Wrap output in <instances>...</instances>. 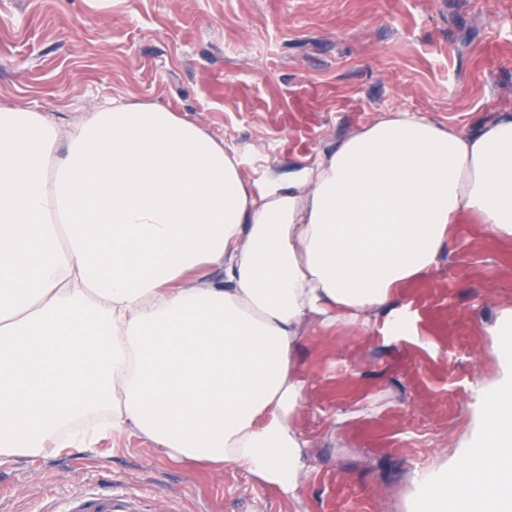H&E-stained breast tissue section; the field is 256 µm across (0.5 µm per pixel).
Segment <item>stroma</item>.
I'll use <instances>...</instances> for the list:
<instances>
[{
	"instance_id": "35a3bbf8",
	"label": "stroma",
	"mask_w": 512,
	"mask_h": 512,
	"mask_svg": "<svg viewBox=\"0 0 512 512\" xmlns=\"http://www.w3.org/2000/svg\"><path fill=\"white\" fill-rule=\"evenodd\" d=\"M508 17L512 0H0V104L69 124L155 103L222 141L252 183L392 111L466 134L512 115ZM448 250L403 289L406 335L336 325L302 340L298 499L123 435L103 456L0 465V512L106 482L152 493L151 512H409L415 470L464 462L487 415L478 392L507 375L512 239L461 224Z\"/></svg>"
}]
</instances>
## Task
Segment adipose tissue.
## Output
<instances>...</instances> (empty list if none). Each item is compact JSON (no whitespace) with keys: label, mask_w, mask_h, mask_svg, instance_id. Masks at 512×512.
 Returning <instances> with one entry per match:
<instances>
[{"label":"adipose tissue","mask_w":512,"mask_h":512,"mask_svg":"<svg viewBox=\"0 0 512 512\" xmlns=\"http://www.w3.org/2000/svg\"><path fill=\"white\" fill-rule=\"evenodd\" d=\"M239 166L153 103L69 126L0 104V464L129 434L296 496L303 334L404 335L393 298L440 267L454 225L512 238L510 116L464 134L396 112L284 185ZM481 397L474 452L453 478L415 471L410 512H512V379Z\"/></svg>","instance_id":"ef3b65f1"}]
</instances>
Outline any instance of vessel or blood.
<instances>
[{
	"label": "vessel or blood",
	"instance_id": "vessel-or-blood-1",
	"mask_svg": "<svg viewBox=\"0 0 512 512\" xmlns=\"http://www.w3.org/2000/svg\"><path fill=\"white\" fill-rule=\"evenodd\" d=\"M146 501L144 495L111 485H79L60 501L49 504L44 512H144Z\"/></svg>",
	"mask_w": 512,
	"mask_h": 512
}]
</instances>
